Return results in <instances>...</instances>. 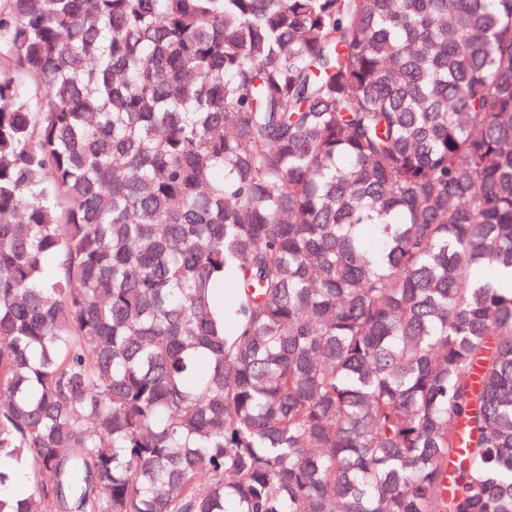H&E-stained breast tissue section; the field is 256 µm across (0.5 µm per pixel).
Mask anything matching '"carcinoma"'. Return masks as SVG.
<instances>
[{"instance_id":"1","label":"carcinoma","mask_w":512,"mask_h":512,"mask_svg":"<svg viewBox=\"0 0 512 512\" xmlns=\"http://www.w3.org/2000/svg\"><path fill=\"white\" fill-rule=\"evenodd\" d=\"M506 274L512 0H0V512H512Z\"/></svg>"}]
</instances>
